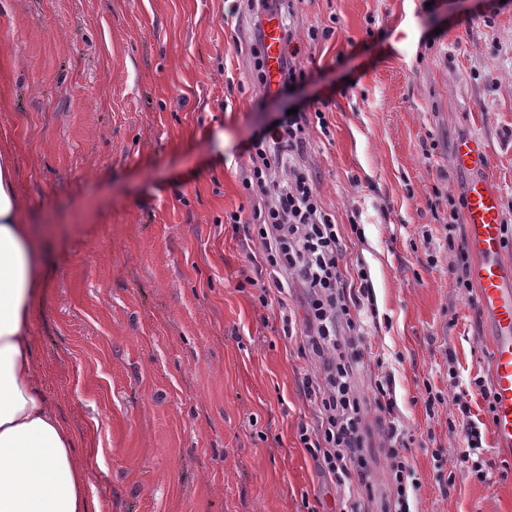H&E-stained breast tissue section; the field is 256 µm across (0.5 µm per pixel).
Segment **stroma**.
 Returning a JSON list of instances; mask_svg holds the SVG:
<instances>
[{"mask_svg": "<svg viewBox=\"0 0 512 512\" xmlns=\"http://www.w3.org/2000/svg\"><path fill=\"white\" fill-rule=\"evenodd\" d=\"M301 77L252 79L241 0H0V155L26 223L45 237L36 372L79 435L99 512H339L335 483L300 441L318 406L305 374L304 289L259 301L242 178L267 126L310 115L301 160L345 248L366 268L369 350L363 512L394 498L373 398L395 415L419 486L411 512H512V450L483 446L480 481L456 459L452 402L429 391L492 378L494 328L449 268L447 205L477 179L512 225V0H294ZM485 139L486 169L454 143ZM292 332L284 334L283 318Z\"/></svg>", "mask_w": 512, "mask_h": 512, "instance_id": "stroma-1", "label": "stroma"}]
</instances>
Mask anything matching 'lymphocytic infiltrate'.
I'll list each match as a JSON object with an SVG mask.
<instances>
[{
    "label": "lymphocytic infiltrate",
    "mask_w": 512,
    "mask_h": 512,
    "mask_svg": "<svg viewBox=\"0 0 512 512\" xmlns=\"http://www.w3.org/2000/svg\"><path fill=\"white\" fill-rule=\"evenodd\" d=\"M252 23L254 80L267 83L262 46L264 16L285 13V0H247ZM305 112H297L268 126L254 145L252 165L242 185L251 202L249 217L229 213L228 223L243 232H256L262 241V260L278 294L288 291V276H297L307 290L308 345L320 360L321 375L304 378L305 388L318 406L320 424L304 431L300 440L318 465L332 476L348 512L353 496L368 486L363 398L354 387V370L363 360L364 336L352 310L371 299L366 271H358V285L345 280L340 269L343 240L331 215L318 200L316 185L296 159L307 148ZM461 413L458 429L466 448L460 466L486 479L491 463L484 456L482 432L473 421L464 393L452 397ZM396 424H388L384 450L396 490L395 512H410L409 479L412 466Z\"/></svg>",
    "instance_id": "1"
}]
</instances>
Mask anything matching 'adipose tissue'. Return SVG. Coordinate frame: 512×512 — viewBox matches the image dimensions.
<instances>
[{
	"label": "adipose tissue",
	"mask_w": 512,
	"mask_h": 512,
	"mask_svg": "<svg viewBox=\"0 0 512 512\" xmlns=\"http://www.w3.org/2000/svg\"><path fill=\"white\" fill-rule=\"evenodd\" d=\"M43 242L26 224L0 157V512H91L76 437L44 396L32 320L45 296Z\"/></svg>",
	"instance_id": "ef3b65f1"
}]
</instances>
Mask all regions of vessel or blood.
I'll return each mask as SVG.
<instances>
[{
    "label": "vessel or blood",
    "instance_id": "obj_1",
    "mask_svg": "<svg viewBox=\"0 0 512 512\" xmlns=\"http://www.w3.org/2000/svg\"><path fill=\"white\" fill-rule=\"evenodd\" d=\"M265 47L269 70H276L281 51L279 20L267 23ZM464 167L487 166L491 153L480 138H469L456 147ZM467 246L478 259L472 278L480 291V303L494 324L492 346L493 413L491 427L497 447H512V265L502 260L504 239L500 195L488 181L471 183L465 194Z\"/></svg>",
    "mask_w": 512,
    "mask_h": 512
}]
</instances>
